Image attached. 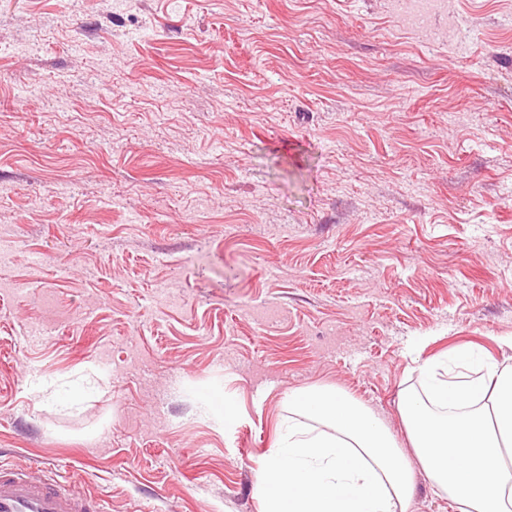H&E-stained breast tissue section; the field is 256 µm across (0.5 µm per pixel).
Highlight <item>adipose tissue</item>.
Returning a JSON list of instances; mask_svg holds the SVG:
<instances>
[{"label":"adipose tissue","instance_id":"1","mask_svg":"<svg viewBox=\"0 0 512 512\" xmlns=\"http://www.w3.org/2000/svg\"><path fill=\"white\" fill-rule=\"evenodd\" d=\"M459 358L466 372L420 364L422 395L401 398L410 459L348 393H292L275 447L258 464L261 512H407L417 466L459 512H512V367L471 348Z\"/></svg>","mask_w":512,"mask_h":512}]
</instances>
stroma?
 I'll list each match as a JSON object with an SVG mask.
<instances>
[{"mask_svg":"<svg viewBox=\"0 0 512 512\" xmlns=\"http://www.w3.org/2000/svg\"><path fill=\"white\" fill-rule=\"evenodd\" d=\"M0 252L2 465L260 512L312 386L409 449L512 366V0H0Z\"/></svg>","mask_w":512,"mask_h":512,"instance_id":"obj_1","label":"stroma"}]
</instances>
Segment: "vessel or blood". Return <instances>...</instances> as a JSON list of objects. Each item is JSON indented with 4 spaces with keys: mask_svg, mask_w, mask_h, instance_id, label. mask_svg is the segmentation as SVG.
I'll list each match as a JSON object with an SVG mask.
<instances>
[{
    "mask_svg": "<svg viewBox=\"0 0 512 512\" xmlns=\"http://www.w3.org/2000/svg\"><path fill=\"white\" fill-rule=\"evenodd\" d=\"M0 512H107L100 499L54 473L0 465Z\"/></svg>",
    "mask_w": 512,
    "mask_h": 512,
    "instance_id": "obj_1",
    "label": "vessel or blood"
}]
</instances>
